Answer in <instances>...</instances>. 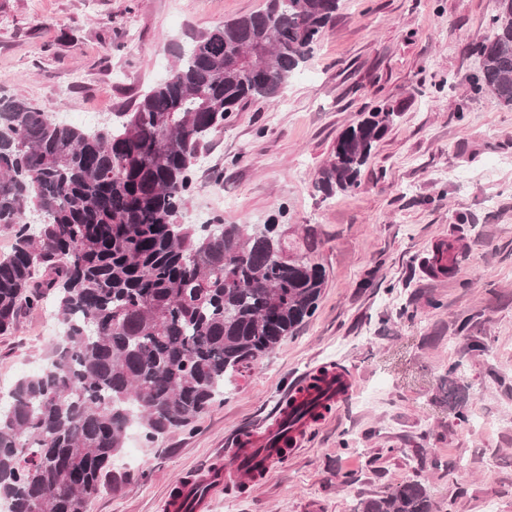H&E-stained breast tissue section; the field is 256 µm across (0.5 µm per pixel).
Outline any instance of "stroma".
I'll list each match as a JSON object with an SVG mask.
<instances>
[{
	"label": "stroma",
	"mask_w": 512,
	"mask_h": 512,
	"mask_svg": "<svg viewBox=\"0 0 512 512\" xmlns=\"http://www.w3.org/2000/svg\"><path fill=\"white\" fill-rule=\"evenodd\" d=\"M265 3L0 0V95L77 119L126 111L193 38ZM495 12L496 0H342L280 96L234 113L205 146L182 223L275 220L293 246L315 240L326 284L296 334L191 425L151 443L129 431L87 512H163L170 489L228 461L332 363L352 376L349 398L210 512H354L406 481L440 512H512V108L476 88ZM381 103L399 116L360 188L324 198L315 180L337 137ZM448 243L455 270L429 273ZM61 327L50 299L0 335L1 395L43 366ZM452 361L469 387L464 423L448 407Z\"/></svg>",
	"instance_id": "stroma-1"
}]
</instances>
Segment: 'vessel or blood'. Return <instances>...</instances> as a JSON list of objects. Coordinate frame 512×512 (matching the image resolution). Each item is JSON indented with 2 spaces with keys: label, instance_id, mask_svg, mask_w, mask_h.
<instances>
[{
  "label": "vessel or blood",
  "instance_id": "obj_1",
  "mask_svg": "<svg viewBox=\"0 0 512 512\" xmlns=\"http://www.w3.org/2000/svg\"><path fill=\"white\" fill-rule=\"evenodd\" d=\"M351 388L352 381L343 371L328 374L316 391L308 389L306 382H299L263 434L240 442L231 464L199 470L179 484L167 499L165 512H208L211 499L223 493L233 474L261 476L279 463L286 443L302 441L314 400L332 405L345 398Z\"/></svg>",
  "mask_w": 512,
  "mask_h": 512
}]
</instances>
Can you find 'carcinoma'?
Returning <instances> with one entry per match:
<instances>
[{
    "instance_id": "carcinoma-1",
    "label": "carcinoma",
    "mask_w": 512,
    "mask_h": 512,
    "mask_svg": "<svg viewBox=\"0 0 512 512\" xmlns=\"http://www.w3.org/2000/svg\"><path fill=\"white\" fill-rule=\"evenodd\" d=\"M341 0H267L198 36L168 76L112 123L82 128L0 97V334L55 297L65 350L0 397L7 512H86L131 425L152 442L185 427L226 381L310 318L326 270L272 224H184L201 147L255 98L278 95L312 55ZM479 45L478 89L512 106V0ZM398 113L382 104L336 140L325 197L354 191ZM448 365V406L466 386ZM355 512H438L419 482Z\"/></svg>"
}]
</instances>
